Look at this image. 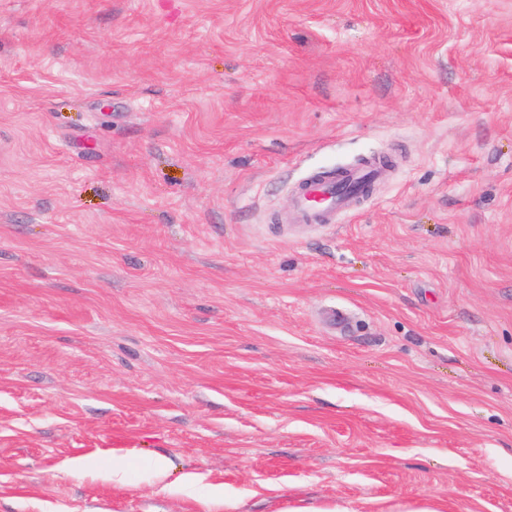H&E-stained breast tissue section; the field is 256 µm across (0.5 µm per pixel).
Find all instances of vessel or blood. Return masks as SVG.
Masks as SVG:
<instances>
[{
    "label": "vessel or blood",
    "mask_w": 512,
    "mask_h": 512,
    "mask_svg": "<svg viewBox=\"0 0 512 512\" xmlns=\"http://www.w3.org/2000/svg\"><path fill=\"white\" fill-rule=\"evenodd\" d=\"M383 168L368 161L340 169L338 174L315 173L297 187L288 220L293 224H333L348 215L356 190L375 183Z\"/></svg>",
    "instance_id": "obj_1"
}]
</instances>
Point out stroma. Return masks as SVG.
Masks as SVG:
<instances>
[{"mask_svg": "<svg viewBox=\"0 0 512 512\" xmlns=\"http://www.w3.org/2000/svg\"><path fill=\"white\" fill-rule=\"evenodd\" d=\"M217 487L512 512V0H0V512ZM383 167L366 161L359 166L340 169L338 175L314 173L297 187L288 214L293 224H335L348 215L354 199L352 193L375 183Z\"/></svg>", "mask_w": 512, "mask_h": 512, "instance_id": "35a3bbf8", "label": "stroma"}]
</instances>
